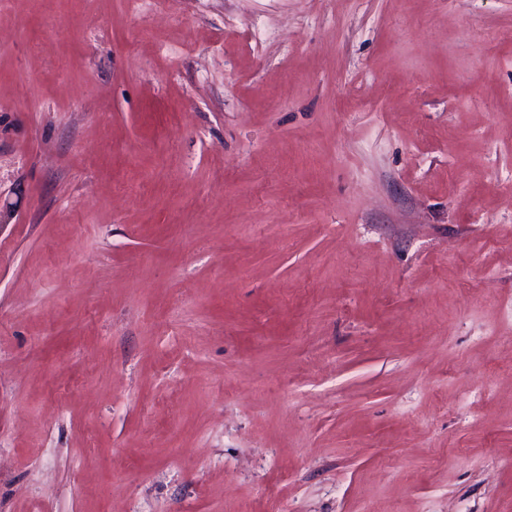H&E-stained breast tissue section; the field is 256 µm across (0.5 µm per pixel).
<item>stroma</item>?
I'll use <instances>...</instances> for the list:
<instances>
[{
  "label": "stroma",
  "instance_id": "35a3bbf8",
  "mask_svg": "<svg viewBox=\"0 0 512 512\" xmlns=\"http://www.w3.org/2000/svg\"><path fill=\"white\" fill-rule=\"evenodd\" d=\"M0 512H512V0H0Z\"/></svg>",
  "mask_w": 512,
  "mask_h": 512
}]
</instances>
